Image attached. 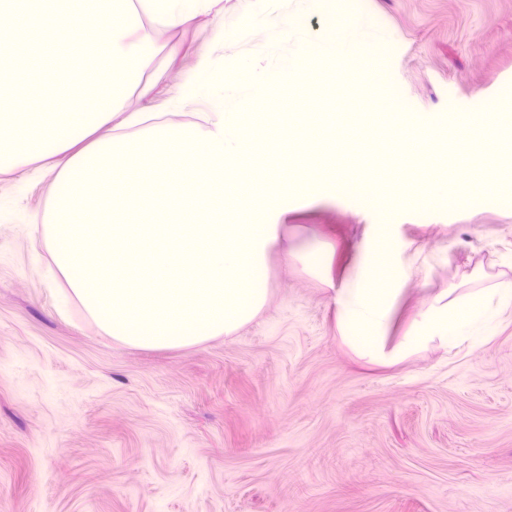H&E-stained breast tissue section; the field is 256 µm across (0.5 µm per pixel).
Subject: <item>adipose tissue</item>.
Returning <instances> with one entry per match:
<instances>
[{
  "label": "adipose tissue",
  "mask_w": 512,
  "mask_h": 512,
  "mask_svg": "<svg viewBox=\"0 0 512 512\" xmlns=\"http://www.w3.org/2000/svg\"><path fill=\"white\" fill-rule=\"evenodd\" d=\"M92 24L109 62L75 58L60 83L77 111L44 112L0 130V172L15 174L14 193L52 175V199L40 231L69 290L113 341L137 349H182L228 337L255 320L270 294L269 253L281 244L270 217L288 196L320 191L324 166L307 158L294 178V122H267L224 109V86L239 75L224 50V0H95ZM24 7L30 30L66 35L75 25L68 0H0ZM212 31L179 40L189 28ZM170 62L193 59L171 82L149 70L158 33ZM163 89L179 104H199L190 119L155 111ZM394 227L375 225L342 281L318 252L336 307L340 340L374 365H394L431 347L451 352L485 345L512 319V284L428 298L408 331L391 334L404 295L405 267Z\"/></svg>",
  "instance_id": "adipose-tissue-1"
}]
</instances>
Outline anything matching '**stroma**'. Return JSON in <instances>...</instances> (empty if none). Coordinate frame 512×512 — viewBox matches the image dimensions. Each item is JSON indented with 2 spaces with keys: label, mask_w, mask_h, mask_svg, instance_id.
I'll return each instance as SVG.
<instances>
[{
  "label": "stroma",
  "mask_w": 512,
  "mask_h": 512,
  "mask_svg": "<svg viewBox=\"0 0 512 512\" xmlns=\"http://www.w3.org/2000/svg\"><path fill=\"white\" fill-rule=\"evenodd\" d=\"M304 4L302 41L330 17L370 19L361 78L334 61L295 82L282 111L344 128L345 179H444L434 207L365 206L359 196L292 197L286 250L269 257L271 298L229 337L173 350L116 344L79 304L31 224L50 206L36 179L0 218V512H512V326L487 345L362 364L336 332V311L299 261L335 250L342 278L372 225L391 224L416 263L396 328L428 294L512 281V173L479 179L426 164L398 167L387 103L439 131L503 101L498 142L512 154V0H327ZM478 184L467 207L459 187Z\"/></svg>",
  "instance_id": "35a3bbf8"
}]
</instances>
